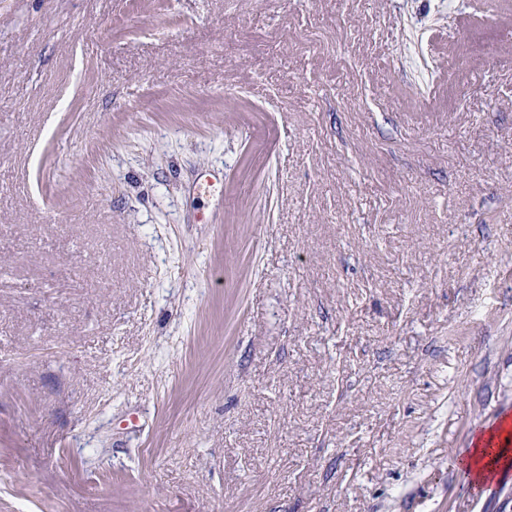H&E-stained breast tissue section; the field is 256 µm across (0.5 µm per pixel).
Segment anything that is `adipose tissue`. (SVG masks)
<instances>
[{
	"label": "adipose tissue",
	"mask_w": 512,
	"mask_h": 512,
	"mask_svg": "<svg viewBox=\"0 0 512 512\" xmlns=\"http://www.w3.org/2000/svg\"><path fill=\"white\" fill-rule=\"evenodd\" d=\"M463 466L480 484L505 475L512 469V430L503 424L497 431L477 434Z\"/></svg>",
	"instance_id": "ef3b65f1"
}]
</instances>
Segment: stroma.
Masks as SVG:
<instances>
[{"mask_svg": "<svg viewBox=\"0 0 512 512\" xmlns=\"http://www.w3.org/2000/svg\"><path fill=\"white\" fill-rule=\"evenodd\" d=\"M507 414L512 0H0V512H512ZM509 417L503 418L500 427L496 432L489 430L488 432H481L475 436L473 441V451L468 453L465 459L461 462L466 472H471L475 475L476 483H486L487 480H494L498 475L503 477L512 466L511 449V435L508 431ZM499 440V448L493 456L492 444L495 439ZM489 457L487 461L485 459Z\"/></svg>", "mask_w": 512, "mask_h": 512, "instance_id": "stroma-1", "label": "stroma"}]
</instances>
